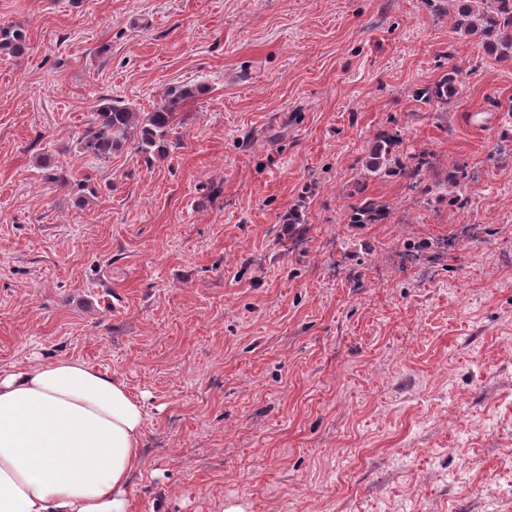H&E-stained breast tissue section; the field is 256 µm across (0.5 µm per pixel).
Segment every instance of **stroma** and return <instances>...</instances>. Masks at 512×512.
I'll return each mask as SVG.
<instances>
[{
    "label": "stroma",
    "instance_id": "stroma-1",
    "mask_svg": "<svg viewBox=\"0 0 512 512\" xmlns=\"http://www.w3.org/2000/svg\"><path fill=\"white\" fill-rule=\"evenodd\" d=\"M454 6L0 0V368L142 400L129 512H512V62ZM452 62L447 112L416 102ZM182 85L165 154L81 151L103 99ZM384 130L467 159L469 208L361 179ZM360 190L393 220L348 223ZM27 33L19 25L0 26V54L19 55L24 51Z\"/></svg>",
    "mask_w": 512,
    "mask_h": 512
}]
</instances>
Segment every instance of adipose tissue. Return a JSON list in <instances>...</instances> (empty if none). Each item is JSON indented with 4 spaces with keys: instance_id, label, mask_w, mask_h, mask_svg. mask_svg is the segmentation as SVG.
<instances>
[{
    "instance_id": "obj_1",
    "label": "adipose tissue",
    "mask_w": 512,
    "mask_h": 512,
    "mask_svg": "<svg viewBox=\"0 0 512 512\" xmlns=\"http://www.w3.org/2000/svg\"><path fill=\"white\" fill-rule=\"evenodd\" d=\"M143 429L141 400L82 360L0 369V512H128Z\"/></svg>"
}]
</instances>
